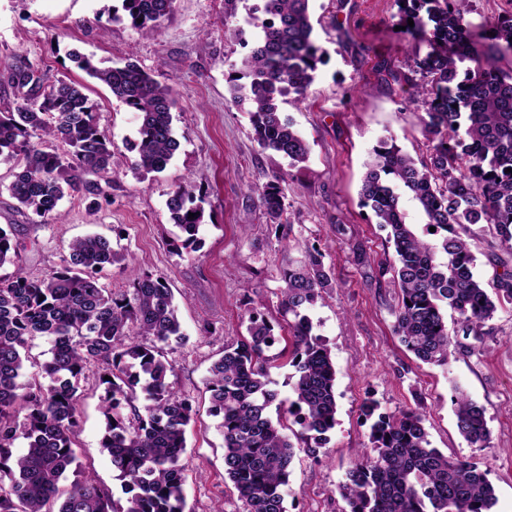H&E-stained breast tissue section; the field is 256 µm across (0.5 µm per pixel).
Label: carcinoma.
Segmentation results:
<instances>
[{"label":"carcinoma","instance_id":"obj_1","mask_svg":"<svg viewBox=\"0 0 512 512\" xmlns=\"http://www.w3.org/2000/svg\"><path fill=\"white\" fill-rule=\"evenodd\" d=\"M261 2L249 14L257 33L230 79L231 89L249 106L258 144L296 166L307 162L310 146L281 104L292 93L304 96L325 51L313 38L310 0ZM172 3L116 0L105 12L150 34ZM397 3L400 24L415 43L405 66L424 78L430 153L418 162L393 137L381 138L360 199L389 228L395 262L378 266V280L399 290L394 328L400 343L416 359L446 366L451 335L445 311L457 314L462 335L478 339L498 311L512 305V268L488 292L474 273L476 258L465 239L471 227L491 224L500 244L512 250V72L498 66L512 51V19L494 25L495 43L488 45L485 32L464 23L469 0ZM73 57L79 69L138 114L139 173L164 171L179 148L173 86L130 60L102 67L92 56ZM0 77L20 99L14 110L0 112V157L16 161L8 191L18 209L50 223L61 219L68 190L95 197L94 205L108 198L103 186L112 183L111 141L99 128L97 104L85 86L52 80L21 58L6 64ZM243 78L249 83H240ZM85 174L97 181L84 180ZM400 188L421 206L436 243L405 222ZM256 192L275 231L286 234L280 178ZM167 207L185 234L182 246L196 250L204 210L195 204L191 182L173 192ZM18 251L0 227V269L14 267L0 276V512H184L180 456L195 410L166 382L171 366L162 351L139 341L182 339L173 292L158 279L138 276L132 289L112 296L99 273L126 257L100 235L74 240L66 264L41 278L25 273ZM281 278V306L292 316V397L279 402L270 388L266 352L273 326L257 312L250 313L249 336L224 347L207 382L209 412L219 418L224 436V472L243 512H288L284 487L295 456L316 453L308 440L320 444L336 426L335 365L306 314L332 287V277L322 254L309 251ZM37 337L51 344L42 364L29 355V342ZM91 364L102 370L101 448L122 482L126 499L120 507L88 476L66 491L59 487L79 467L77 392ZM138 388L149 401L142 409L134 404ZM276 401L284 414L297 417L301 431L290 435L282 419L271 418ZM454 405L459 434L470 446L485 447L490 430L484 408L462 393ZM362 414L371 421L374 455L355 463L339 485L348 512H492L497 495L487 471L432 447L423 412L386 414L369 400ZM20 438L26 447L14 458L11 448Z\"/></svg>","mask_w":512,"mask_h":512}]
</instances>
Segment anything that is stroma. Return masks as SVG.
Instances as JSON below:
<instances>
[{"label": "stroma", "instance_id": "1", "mask_svg": "<svg viewBox=\"0 0 512 512\" xmlns=\"http://www.w3.org/2000/svg\"><path fill=\"white\" fill-rule=\"evenodd\" d=\"M109 0H0V67L21 56L50 78L88 82L99 106L100 126L112 143V185L107 200L91 205L78 194L60 205L63 221L44 224L19 212L8 185L13 164L0 160V226L14 225L20 263L39 278L63 265L72 240L99 234L130 254L100 280L114 294L146 273L172 289L184 338L164 346L168 382L198 411L186 431L184 512H242L224 477V438L208 413L206 382L227 344L246 337L250 309L287 333L280 273L305 250L322 252L333 286L309 309L313 332L330 349L336 368V426L317 455L299 453L284 489L288 512H346L338 493L354 463L372 452L365 400L381 412L423 408L433 447L453 458H476L488 470L497 503L512 512V308L491 322L490 335L454 337L447 366L418 361L394 331L398 292L377 282L379 261L393 258L387 231L366 213L359 192L372 149L385 136L419 159L427 154L425 112L415 82L393 81L404 71L414 43L398 31L396 0H313L315 37L327 57L301 101L282 110L308 140L306 163L293 166L262 149L250 114L234 99L230 77L252 38L248 0H173L156 32L141 34L130 21L98 13ZM79 51L103 65L134 60L158 80H171L178 107L173 126L178 150L160 173L139 176L138 122L109 89L88 80L70 57ZM283 179L288 237L275 234L254 192L255 185ZM190 179L205 221L198 249L186 253L183 233L167 201ZM476 272L492 285L512 254L490 225L468 238ZM97 365L81 382L77 453L83 470L121 496L120 482L100 442L104 418ZM463 392L485 410L487 447L473 448L458 433L453 398Z\"/></svg>", "mask_w": 512, "mask_h": 512}]
</instances>
